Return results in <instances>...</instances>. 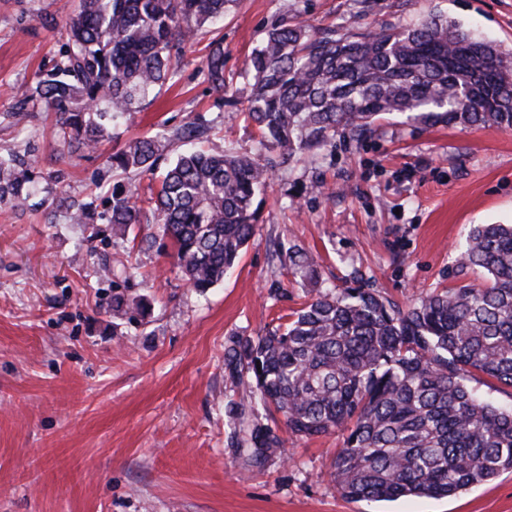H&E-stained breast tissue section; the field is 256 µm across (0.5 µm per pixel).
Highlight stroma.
I'll use <instances>...</instances> for the list:
<instances>
[{"label": "stroma", "instance_id": "stroma-1", "mask_svg": "<svg viewBox=\"0 0 512 512\" xmlns=\"http://www.w3.org/2000/svg\"><path fill=\"white\" fill-rule=\"evenodd\" d=\"M77 0H0V152L28 151L37 191L0 206V512H512V473L448 498L353 502L329 472L341 434L292 435L262 471L232 444L224 404L242 388L224 352L299 309L311 288L280 267L279 250L312 253L328 285H361L402 305L472 281L458 267L476 224H512V128L379 120L362 142L341 132L334 155L270 176L259 221L237 266L206 296L188 288L168 237L152 224L113 237L107 224L50 212L57 192L105 210L106 158L163 127L205 116L206 149L255 152L242 73L264 29L295 15L342 33H378L441 14L512 51V0H231L225 73L205 82L201 46L175 83L111 125L98 151L69 154L44 104L24 132L10 127L18 90L59 53ZM63 182H56L57 172ZM125 265L128 297L147 315L112 313L103 256Z\"/></svg>", "mask_w": 512, "mask_h": 512}]
</instances>
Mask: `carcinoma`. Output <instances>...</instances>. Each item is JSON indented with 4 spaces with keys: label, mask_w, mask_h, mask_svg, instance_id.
I'll list each match as a JSON object with an SVG mask.
<instances>
[{
    "label": "carcinoma",
    "mask_w": 512,
    "mask_h": 512,
    "mask_svg": "<svg viewBox=\"0 0 512 512\" xmlns=\"http://www.w3.org/2000/svg\"><path fill=\"white\" fill-rule=\"evenodd\" d=\"M229 2L78 0L52 73L21 93L10 122L25 129L39 100L67 147L97 148L105 121L174 81L186 48L224 19ZM205 50L200 71L222 93L223 39ZM245 71L253 83L244 117L262 153L204 150L195 143L205 133L197 118L113 151L108 210L83 203L70 219L104 220L114 237L134 224L161 226L185 281L203 295L237 264L269 176L336 147L338 131L364 137L393 113L426 126L512 128V53L442 15L351 39L283 19ZM171 144L184 151L161 170ZM28 166L24 155L0 153L1 204L19 206L35 190ZM134 172L158 175L143 205L123 183ZM286 256L289 273L315 295L265 335L235 341L224 365L247 402L281 414L291 433H346L331 463L343 497H452L512 472V408L465 384L478 373L512 387V224L474 226L459 251L460 267L482 282L426 293L407 308L369 288H324L308 252L291 246ZM224 412L233 435L244 433L250 467L262 469L284 447L272 427L245 421L244 402L230 400Z\"/></svg>",
    "instance_id": "obj_1"
}]
</instances>
